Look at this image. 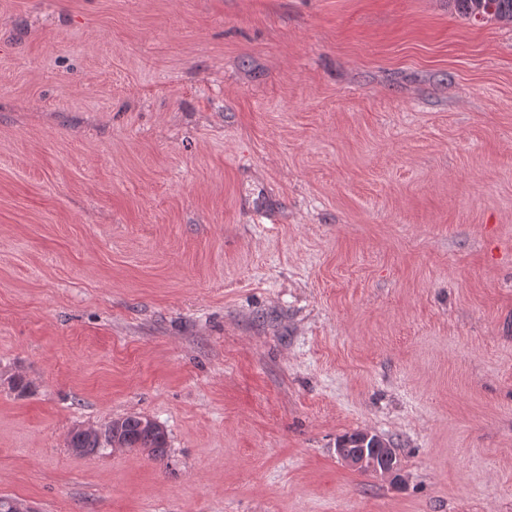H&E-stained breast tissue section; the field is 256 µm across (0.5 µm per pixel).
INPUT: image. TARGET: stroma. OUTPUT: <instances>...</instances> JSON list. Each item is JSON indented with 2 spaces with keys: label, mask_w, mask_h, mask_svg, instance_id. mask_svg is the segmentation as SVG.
<instances>
[{
  "label": "stroma",
  "mask_w": 512,
  "mask_h": 512,
  "mask_svg": "<svg viewBox=\"0 0 512 512\" xmlns=\"http://www.w3.org/2000/svg\"><path fill=\"white\" fill-rule=\"evenodd\" d=\"M133 413L164 458L70 450ZM0 498L512 512V24L0 0ZM68 445L74 452L79 451L77 448H81L80 452L76 453L80 456L93 455L104 447L99 439L92 438L87 430L80 428L71 432ZM362 434L365 436L366 440L373 438L371 447H373L374 443L377 441L384 446V441L377 434H373L368 431H364ZM339 441L344 445L348 454H355L348 455L344 448H336L339 458L348 466L380 477L390 476L396 471V455L392 448H385V453L383 455H378L377 448L368 447L369 442L366 445H363L361 435L358 432L344 435L338 440V442ZM362 448L365 449L361 451ZM366 448H371L372 451L368 452Z\"/></svg>",
  "instance_id": "35a3bbf8"
}]
</instances>
